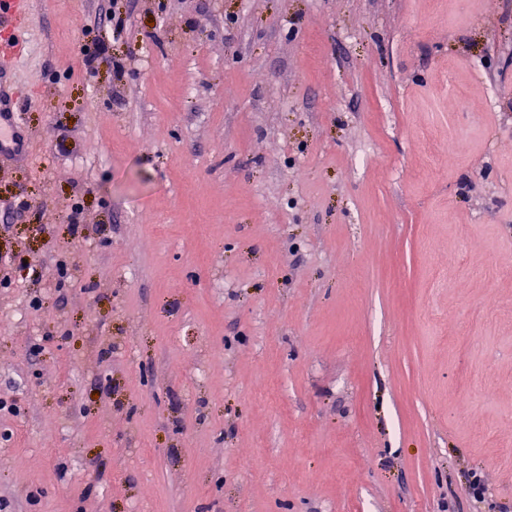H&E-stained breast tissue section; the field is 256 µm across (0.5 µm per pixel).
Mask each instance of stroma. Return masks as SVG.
<instances>
[{
	"label": "stroma",
	"instance_id": "stroma-1",
	"mask_svg": "<svg viewBox=\"0 0 512 512\" xmlns=\"http://www.w3.org/2000/svg\"><path fill=\"white\" fill-rule=\"evenodd\" d=\"M16 21L11 512H512V0ZM97 42L123 77L83 68Z\"/></svg>",
	"mask_w": 512,
	"mask_h": 512
}]
</instances>
